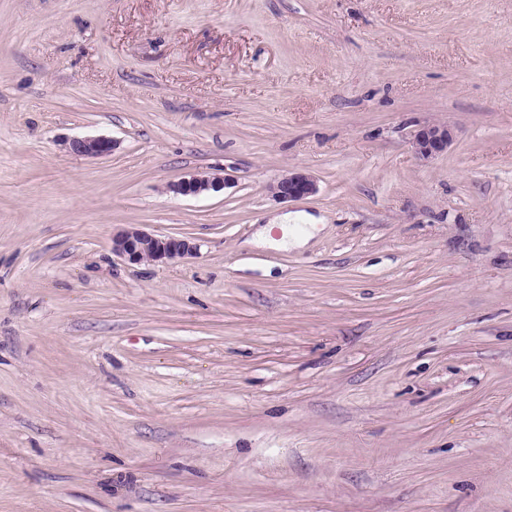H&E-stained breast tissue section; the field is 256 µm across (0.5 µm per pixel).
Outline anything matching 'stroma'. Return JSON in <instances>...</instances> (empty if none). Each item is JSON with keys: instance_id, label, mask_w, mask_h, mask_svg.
<instances>
[{"instance_id": "1", "label": "stroma", "mask_w": 512, "mask_h": 512, "mask_svg": "<svg viewBox=\"0 0 512 512\" xmlns=\"http://www.w3.org/2000/svg\"><path fill=\"white\" fill-rule=\"evenodd\" d=\"M0 512H512V0H0ZM454 129L445 123L423 125L414 132L410 140L415 156L423 162L443 155L454 141ZM69 149L78 155L99 157L112 153L114 141L104 136H87L74 138L68 143ZM270 185L273 197L280 202L311 196L319 190L316 178L302 169L288 170ZM224 177L209 174L193 175L182 178L166 185V192L179 196H201L211 191L217 192L224 189ZM196 252L197 245L189 237L157 236L136 224L112 235V253L130 264L177 261Z\"/></svg>"}]
</instances>
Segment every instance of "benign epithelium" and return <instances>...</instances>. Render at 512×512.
Segmentation results:
<instances>
[{
    "label": "benign epithelium",
    "mask_w": 512,
    "mask_h": 512,
    "mask_svg": "<svg viewBox=\"0 0 512 512\" xmlns=\"http://www.w3.org/2000/svg\"><path fill=\"white\" fill-rule=\"evenodd\" d=\"M454 129L445 123H430L414 132L410 140L415 156L428 162L448 151L454 141ZM69 149L78 155L99 157L112 153L114 141L104 136L74 138ZM225 179L215 175L199 174L170 182L165 190L179 196H201L224 189ZM271 193L280 202L294 201L318 192V182L302 169L289 170L270 186ZM197 252V245L189 237L157 236L136 224L112 235V253L130 264L168 262L184 259Z\"/></svg>",
    "instance_id": "benign-epithelium-1"
}]
</instances>
